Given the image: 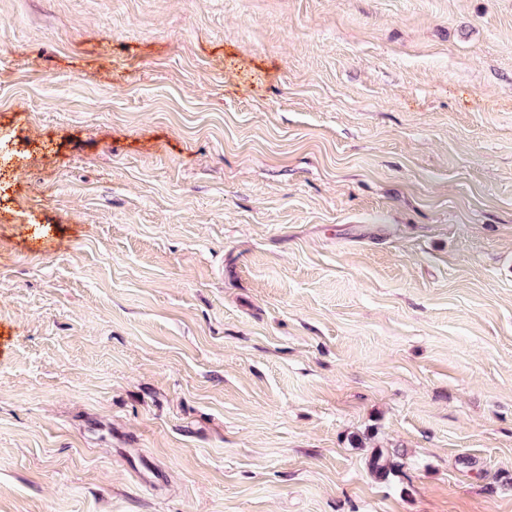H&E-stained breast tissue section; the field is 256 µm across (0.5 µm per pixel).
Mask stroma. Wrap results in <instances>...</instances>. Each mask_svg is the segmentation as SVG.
<instances>
[{"label": "stroma", "mask_w": 512, "mask_h": 512, "mask_svg": "<svg viewBox=\"0 0 512 512\" xmlns=\"http://www.w3.org/2000/svg\"><path fill=\"white\" fill-rule=\"evenodd\" d=\"M0 163V512H512V0H0ZM400 456L397 448L377 449L368 461L369 469L379 476H385L398 466Z\"/></svg>", "instance_id": "obj_1"}]
</instances>
